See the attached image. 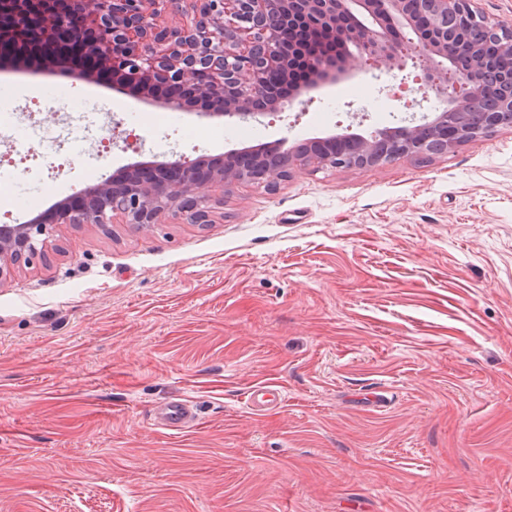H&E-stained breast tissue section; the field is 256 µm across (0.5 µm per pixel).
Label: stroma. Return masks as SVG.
<instances>
[{"instance_id":"35a3bbf8","label":"stroma","mask_w":512,"mask_h":512,"mask_svg":"<svg viewBox=\"0 0 512 512\" xmlns=\"http://www.w3.org/2000/svg\"><path fill=\"white\" fill-rule=\"evenodd\" d=\"M354 77L260 121L172 111L29 63L12 125L108 101L10 185L16 223L124 165L293 145L431 116L421 68ZM161 114L141 125L143 112ZM112 150L99 158L101 138ZM0 286V512H512V127L427 160L292 170L214 224L65 227ZM281 402L251 409V389ZM191 400L170 432L155 409ZM196 421L194 405L187 400H173L158 410L157 425L166 430L184 431Z\"/></svg>"}]
</instances>
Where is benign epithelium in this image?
<instances>
[{
  "instance_id": "1",
  "label": "benign epithelium",
  "mask_w": 512,
  "mask_h": 512,
  "mask_svg": "<svg viewBox=\"0 0 512 512\" xmlns=\"http://www.w3.org/2000/svg\"><path fill=\"white\" fill-rule=\"evenodd\" d=\"M174 2L0 0V70L36 59L60 71L88 53L100 69L121 78L118 92L136 88L145 98L161 87L172 92L164 102L168 109L182 110L187 96H200L219 104L214 116L248 121L346 78L353 69L352 46L377 64H392L406 46L390 31L409 28L416 49L446 60L462 91L430 121L381 130L379 145L331 135L293 149L278 141L244 153L127 166L28 221L1 224L0 285L36 258L49 263L57 250L52 239L64 225L151 229L180 218L204 227L221 203L209 194L212 187L226 191L246 182L273 189L295 166L375 168L384 164L380 146L394 160L446 152L487 136L504 124L503 117L512 119L511 97L483 113L476 127L454 121L479 95L485 71L493 69L476 46L460 63L456 47L465 34L448 24L458 14L484 24L475 0H192L189 25L169 12ZM488 31L502 53L512 56V27L492 25ZM301 33L310 40L331 37L339 53L307 47L298 41ZM300 58L310 81L285 99L280 84Z\"/></svg>"
}]
</instances>
